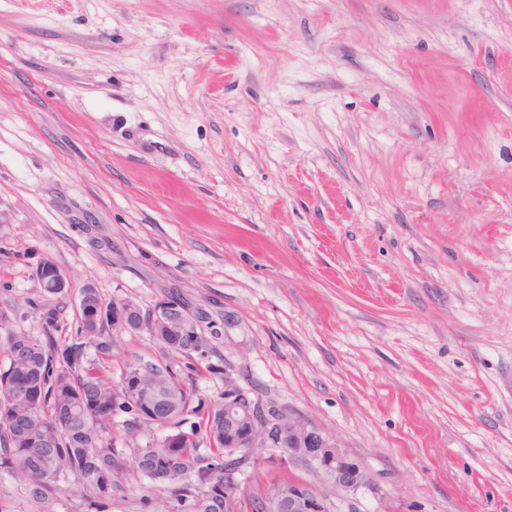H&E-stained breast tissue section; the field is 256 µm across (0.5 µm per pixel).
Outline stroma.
I'll return each mask as SVG.
<instances>
[{
    "label": "stroma",
    "mask_w": 512,
    "mask_h": 512,
    "mask_svg": "<svg viewBox=\"0 0 512 512\" xmlns=\"http://www.w3.org/2000/svg\"><path fill=\"white\" fill-rule=\"evenodd\" d=\"M226 326L358 512H512V0H0V306ZM325 486L261 454L246 496Z\"/></svg>",
    "instance_id": "obj_1"
}]
</instances>
